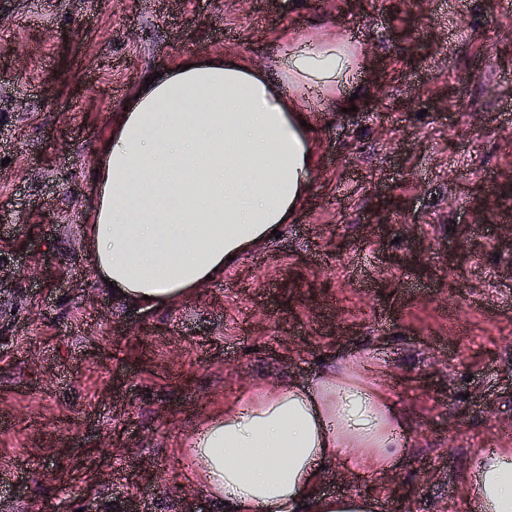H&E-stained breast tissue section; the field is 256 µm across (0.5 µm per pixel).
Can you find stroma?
I'll list each match as a JSON object with an SVG mask.
<instances>
[{
    "label": "stroma",
    "instance_id": "35a3bbf8",
    "mask_svg": "<svg viewBox=\"0 0 512 512\" xmlns=\"http://www.w3.org/2000/svg\"><path fill=\"white\" fill-rule=\"evenodd\" d=\"M340 37L356 109L314 105L278 236L187 301H114L87 247L113 113L182 60L279 75ZM0 276V512H220L196 433L324 372L406 430L391 469L323 489L472 512V458L512 450V0H0Z\"/></svg>",
    "mask_w": 512,
    "mask_h": 512
}]
</instances>
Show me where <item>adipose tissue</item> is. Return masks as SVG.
<instances>
[{"instance_id":"1","label":"adipose tissue","mask_w":512,"mask_h":512,"mask_svg":"<svg viewBox=\"0 0 512 512\" xmlns=\"http://www.w3.org/2000/svg\"><path fill=\"white\" fill-rule=\"evenodd\" d=\"M361 66L346 39L290 52L278 84L234 57L195 58L128 98L97 165L98 281L142 309L174 304L287 223L312 186L307 90L326 93ZM396 418L387 395L321 376L225 405L191 450L224 512H379L369 496L323 494L322 468L340 457L362 469L352 448L387 467ZM471 468L479 512H512V453L478 454Z\"/></svg>"}]
</instances>
